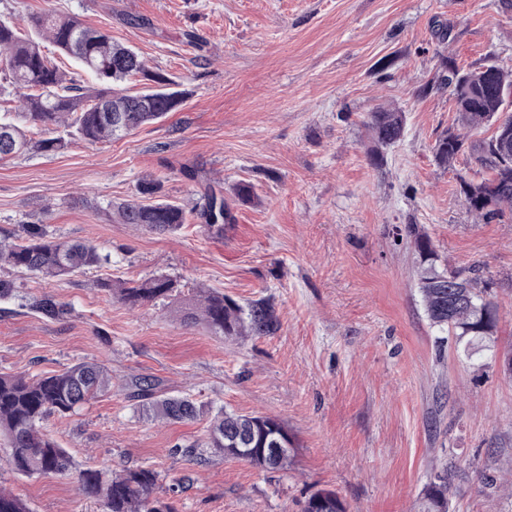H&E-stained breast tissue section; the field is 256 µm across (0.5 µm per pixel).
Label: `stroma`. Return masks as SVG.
I'll return each mask as SVG.
<instances>
[{
  "label": "stroma",
  "instance_id": "obj_1",
  "mask_svg": "<svg viewBox=\"0 0 512 512\" xmlns=\"http://www.w3.org/2000/svg\"><path fill=\"white\" fill-rule=\"evenodd\" d=\"M49 8L110 31L188 96L121 139L88 145L63 128L65 149L0 160V239L40 224L109 256L61 281L0 267L15 284L0 300V374L94 361L113 382L77 414L42 424L70 454V475H18L0 446V487L31 512H100L79 492L80 472L148 468L164 490L189 477L179 512H303L319 489L350 512H420L423 487L446 469L450 512H512V377L497 361L512 351V220L470 213L458 180L479 179L476 166L462 155L444 167L434 154L455 119L438 85L442 58L512 71V0H0V15L17 20ZM379 106L406 115L387 148L367 127ZM186 165L225 198L249 182L258 199L234 202L235 223L210 235L195 213L204 189ZM147 179L185 208L178 233L113 219L108 202L138 199ZM408 224L430 237L439 265L476 267L490 281V342L431 326L414 247L399 233ZM156 274L176 280L177 296L133 307L95 286ZM201 288L242 305L270 299L279 329L237 338L183 321ZM43 294L67 315L28 309ZM141 377L283 422L292 468L266 472L209 448L186 456L207 420H143L126 388Z\"/></svg>",
  "mask_w": 512,
  "mask_h": 512
}]
</instances>
